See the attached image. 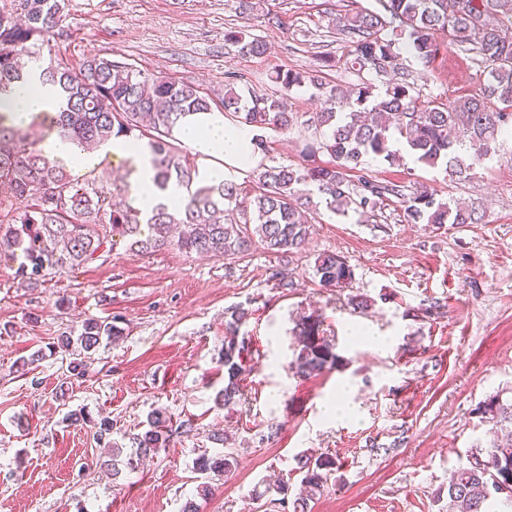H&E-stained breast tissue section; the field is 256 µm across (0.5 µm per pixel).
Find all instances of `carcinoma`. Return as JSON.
Wrapping results in <instances>:
<instances>
[{
  "instance_id": "carcinoma-1",
  "label": "carcinoma",
  "mask_w": 512,
  "mask_h": 512,
  "mask_svg": "<svg viewBox=\"0 0 512 512\" xmlns=\"http://www.w3.org/2000/svg\"><path fill=\"white\" fill-rule=\"evenodd\" d=\"M382 10L348 11L336 18L340 41L351 47V69L369 75L349 89L322 90L324 106L312 113L318 137L305 142L299 167L259 164L252 186L245 190L233 180L206 183L188 153L173 145L172 131L189 113L207 112L212 103L193 85L166 77H148L107 57L85 60L69 68L43 58L49 37L58 27L61 0H0V263L18 264V275L36 283L48 273L75 271L108 245L114 237L131 250L155 252L171 247L192 254L226 257L242 255L260 241L271 253L291 254L303 248L310 235L306 213L319 194L334 213L353 210L373 214L384 201L397 199L412 224H476L475 206L437 200L421 186L414 190L401 182L382 181L366 173L364 158L391 166L403 157L393 149L406 147L416 160L445 166L448 175L468 176L473 163L491 159L499 137L512 133V0H380ZM448 37L459 53L485 75L482 94L457 96L443 102L415 91L402 71L399 45L423 67L440 52L438 34ZM244 54L262 55L266 42L241 31L229 33ZM38 79L52 86L59 111L32 117L49 132L83 151L105 145L123 134L136 144L146 137L148 162L160 191L172 183L185 190L182 204L171 208L159 203L145 212L126 201L125 188L111 187L85 175L72 176L63 164L49 159L30 141L25 126L16 124L7 98L13 89ZM276 83L287 93L311 78L299 72L277 73ZM224 113L257 128L286 130L293 121L283 98L253 95L245 98L234 84L226 85L221 102ZM329 157L317 162V157ZM151 233L142 235V224ZM315 277L325 288H345L354 273L345 258L320 253L314 261ZM248 311L237 308L224 323V387L218 404L237 405L245 373L238 341ZM320 321L303 315L296 324L298 353L293 362L303 377L318 376L335 368L341 357L327 341H319ZM116 325L89 319L79 336H62L59 347L78 345L88 353L102 337L117 338ZM491 428L492 441L482 453L484 465L466 460L448 478V504L452 512H488L487 503L498 499L493 488L512 483V441L499 439V431L512 426V401L495 395L477 408ZM171 441L170 417L156 411L150 429L137 438L147 456ZM303 491L288 498V484L274 491L291 512H310L309 501L328 485L336 459L330 456L295 457ZM231 452L202 455L194 463L200 474L231 469Z\"/></svg>"
}]
</instances>
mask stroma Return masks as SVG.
Returning a JSON list of instances; mask_svg holds the SVG:
<instances>
[{"mask_svg":"<svg viewBox=\"0 0 512 512\" xmlns=\"http://www.w3.org/2000/svg\"><path fill=\"white\" fill-rule=\"evenodd\" d=\"M65 0L52 40L69 66L106 56L123 66L224 96L229 75L243 94H270L275 72L301 70L316 82L358 83L350 49L332 20L345 10H379L378 0ZM243 31L266 41L261 56L227 41ZM336 65L322 68L320 54ZM402 63L422 94H478L482 78L449 45L431 67ZM290 130L260 129L270 157L299 165L305 122L322 101L314 84L285 97ZM380 179L430 186L439 200L475 204L476 224H411L398 202L376 216L335 214L319 206L305 247L281 257L254 246L242 257L187 254L176 248L141 254L125 242L72 272L31 285L0 264V512H179L200 482L214 494L199 512H282L266 490L271 477L297 493L300 453L326 454L337 469L311 512H447L448 477L470 449L488 446L477 408L490 396L512 400V136L500 156L475 165L469 179L406 157L391 166L366 159ZM343 256L349 288H325L318 254ZM294 286L278 287L276 272ZM376 304L353 312L352 294ZM249 311L240 330L246 368L239 405L217 408L224 385L220 357L227 310ZM321 317L320 334L341 364L303 378L291 363L299 315ZM116 323L73 374L59 336H78L86 319ZM384 345L367 341V334ZM26 368H19L20 360ZM345 389L346 414L324 406ZM85 409L89 422L71 424ZM171 418L169 448L142 457L136 437L153 410ZM112 425L118 469L99 442L95 420ZM229 435L237 463L203 476L193 467ZM388 448L385 456L371 454Z\"/></svg>","mask_w":512,"mask_h":512,"instance_id":"1","label":"stroma"}]
</instances>
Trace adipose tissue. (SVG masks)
<instances>
[{
	"instance_id": "adipose-tissue-1",
	"label": "adipose tissue",
	"mask_w": 512,
	"mask_h": 512,
	"mask_svg": "<svg viewBox=\"0 0 512 512\" xmlns=\"http://www.w3.org/2000/svg\"><path fill=\"white\" fill-rule=\"evenodd\" d=\"M176 141L200 154L206 166L203 179L222 181L248 171L260 159L255 151V133L233 125L224 112H195L183 116L173 130Z\"/></svg>"
}]
</instances>
